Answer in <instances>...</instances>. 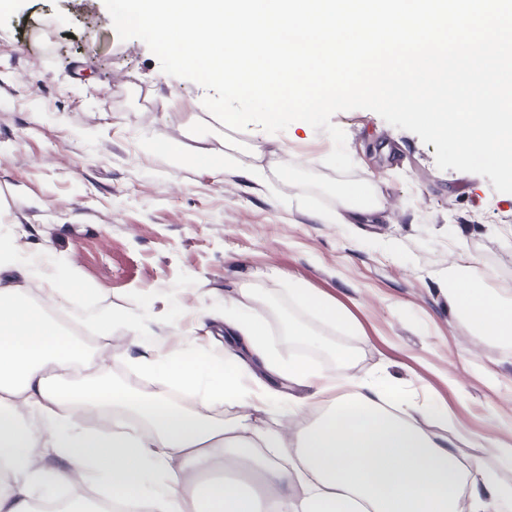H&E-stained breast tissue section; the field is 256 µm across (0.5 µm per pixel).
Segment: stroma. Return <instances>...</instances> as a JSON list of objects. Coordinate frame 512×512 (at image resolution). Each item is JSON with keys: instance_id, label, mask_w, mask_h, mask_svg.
<instances>
[{"instance_id": "stroma-1", "label": "stroma", "mask_w": 512, "mask_h": 512, "mask_svg": "<svg viewBox=\"0 0 512 512\" xmlns=\"http://www.w3.org/2000/svg\"><path fill=\"white\" fill-rule=\"evenodd\" d=\"M205 89L163 73L147 45L120 40L104 0H0V240L51 265L74 321L118 316L108 336L81 341L92 373L131 391L179 396L133 359L129 327L156 352L231 347L220 319L228 288L256 289V314L283 358L309 356L338 372L385 374L417 403L446 404L464 430L460 459L476 458L512 483L490 447L512 442V348L477 335L448 301L449 265L470 268L512 295V194L489 178L439 169L436 148L370 110L333 115L355 168L325 166L331 139L303 121L266 134L224 127ZM175 133L182 162L156 147ZM268 139L260 171H242ZM216 164H196L198 148ZM347 184L379 186L382 220L346 229L318 224ZM303 283L355 324L322 323L288 295ZM310 344L289 342L285 320Z\"/></svg>"}]
</instances>
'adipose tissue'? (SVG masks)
<instances>
[{
    "instance_id": "ef3b65f1",
    "label": "adipose tissue",
    "mask_w": 512,
    "mask_h": 512,
    "mask_svg": "<svg viewBox=\"0 0 512 512\" xmlns=\"http://www.w3.org/2000/svg\"><path fill=\"white\" fill-rule=\"evenodd\" d=\"M370 188H341L330 222L368 224L380 208ZM55 300L52 274L0 242V512H36L52 483L105 485L116 504L147 512H512V484L479 462L459 460L436 433L448 408L406 399L391 378L334 375L298 356L284 359L252 315L254 289L240 288L223 315L238 351L138 356L147 373L201 391L187 412L156 396L105 379L78 390L60 386L58 370L83 369L86 356L68 332L30 303L29 280ZM448 298L475 332L512 347V302L469 269L447 273ZM267 375L262 391L252 373ZM301 388L286 430H264L254 414ZM238 407L209 416L211 403ZM108 403L130 419L111 427L82 425L72 403Z\"/></svg>"
}]
</instances>
